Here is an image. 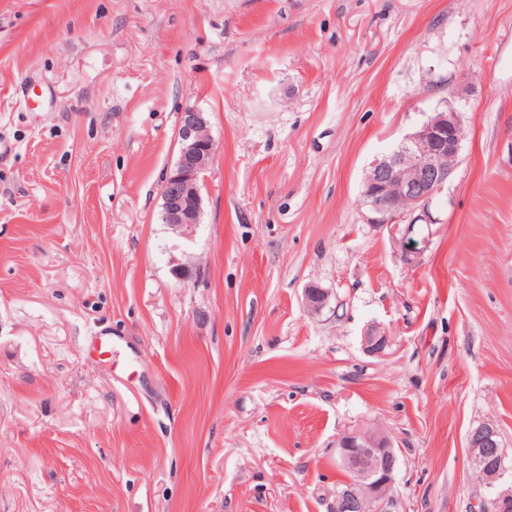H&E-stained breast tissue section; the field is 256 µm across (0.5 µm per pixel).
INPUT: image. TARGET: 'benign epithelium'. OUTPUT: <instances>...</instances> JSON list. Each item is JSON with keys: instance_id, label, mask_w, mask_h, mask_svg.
Returning a JSON list of instances; mask_svg holds the SVG:
<instances>
[{"instance_id": "1", "label": "benign epithelium", "mask_w": 512, "mask_h": 512, "mask_svg": "<svg viewBox=\"0 0 512 512\" xmlns=\"http://www.w3.org/2000/svg\"><path fill=\"white\" fill-rule=\"evenodd\" d=\"M461 128L459 112L453 106L438 109L405 134L391 152L370 162L362 193L369 211L368 223L397 228L407 221L412 227L427 217L429 204L455 169L443 158L460 157ZM178 139V160L160 190L161 214L173 233L188 238L200 223V184L215 151L207 113L191 107L184 109L179 115ZM397 196L410 203L406 211L393 208ZM330 303L329 290L315 285L306 288L304 304L310 314L321 315ZM363 345L369 354L384 356L391 337L379 327L370 326L364 333ZM467 448L470 464L481 471L484 484L495 493L490 499H477L473 512L511 505L512 487L497 489L508 469V455L497 426L482 423L471 430ZM337 461L349 477L343 491L336 495L334 512H365L364 506L369 503L376 506V512H391L396 454L385 436L360 429L344 434L338 442Z\"/></svg>"}]
</instances>
